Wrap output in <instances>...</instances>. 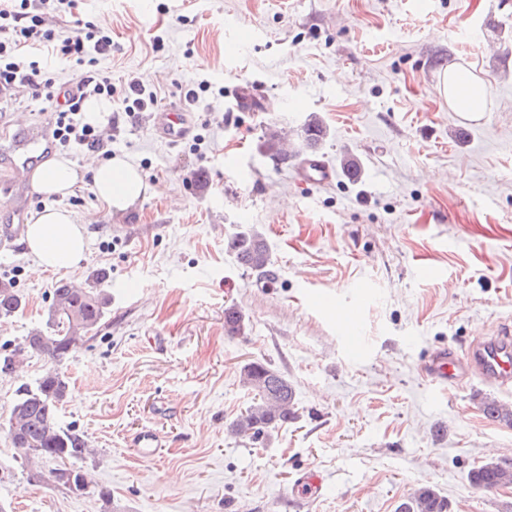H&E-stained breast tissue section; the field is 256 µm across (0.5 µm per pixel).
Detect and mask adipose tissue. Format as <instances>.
<instances>
[{
	"mask_svg": "<svg viewBox=\"0 0 512 512\" xmlns=\"http://www.w3.org/2000/svg\"><path fill=\"white\" fill-rule=\"evenodd\" d=\"M442 92L455 111L470 119L479 117V105L485 96L481 80L451 71L443 77ZM82 178V172L64 157L47 161L33 172L41 193L48 196L69 195ZM92 191L108 213L118 214L144 197L148 185L137 166L116 156L94 166ZM25 242L29 253L37 259L33 268L37 275L73 269L88 250L83 225L63 208H46L35 213L27 227Z\"/></svg>",
	"mask_w": 512,
	"mask_h": 512,
	"instance_id": "adipose-tissue-1",
	"label": "adipose tissue"
}]
</instances>
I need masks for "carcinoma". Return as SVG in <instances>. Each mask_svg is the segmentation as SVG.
I'll return each mask as SVG.
<instances>
[{"label": "carcinoma", "instance_id": "cac0c4a2", "mask_svg": "<svg viewBox=\"0 0 512 512\" xmlns=\"http://www.w3.org/2000/svg\"><path fill=\"white\" fill-rule=\"evenodd\" d=\"M327 135L322 121L313 116L298 134L297 155L319 149ZM263 152L280 163L288 162L278 135L267 134L261 144ZM228 247L245 268L259 274H271V253L261 232L243 228L234 233ZM109 297L98 288H74L60 281L53 288V301L45 327L24 337L22 347L51 361L34 383H24L15 391L9 413L0 427L10 433L19 431V442H11L12 457L23 455V447L35 448L38 460L60 461L62 465L40 473L38 481L56 485L55 476L67 472L74 478L76 493H87L84 473L79 466L87 454L88 443L83 434L59 423L58 413L68 395V383L58 365L76 351L87 334L98 331L105 317ZM23 307V297L13 288L0 286V316L8 317ZM224 328L230 335L245 333L243 314L234 307L224 310ZM244 386L255 391L253 403L232 421L231 430L254 443L270 439L280 425L298 418L295 392L280 371L259 362L242 368ZM486 417L494 421L512 422V410L490 399L481 400ZM472 487L482 491L512 485V465L489 462L469 473ZM398 512H448V500L429 486H421L398 507Z\"/></svg>", "mask_w": 512, "mask_h": 512}]
</instances>
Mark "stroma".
<instances>
[{
	"label": "stroma",
	"mask_w": 512,
	"mask_h": 512,
	"mask_svg": "<svg viewBox=\"0 0 512 512\" xmlns=\"http://www.w3.org/2000/svg\"><path fill=\"white\" fill-rule=\"evenodd\" d=\"M85 12L112 33L98 69L114 85L136 79L165 108L209 88L178 145L154 132L152 111L124 118L113 96L112 153L149 185L124 213L106 212L87 180L27 199L84 224L77 267L37 278L25 245L0 244V283L25 302L0 318V345L44 326L58 280L85 287L104 273L110 298L99 331L59 366L70 386L59 421L89 443L92 491L29 480L0 429L7 512H396L423 485L450 512H512V487L468 480L512 460V427L479 407L512 405V391L474 377L443 394L420 372L429 353L512 322V0H85ZM451 66L484 82L480 118L449 106ZM240 86L253 108L232 99ZM42 106L27 89L0 97V180L5 149L40 127ZM312 116L327 129L320 156L356 160L359 180L305 185L262 153L268 129L292 137ZM247 226L266 237L272 277L228 247ZM229 307L244 335L225 331ZM250 362L296 393L297 419L263 445L229 429L252 401L240 381ZM47 366L30 353L0 374V420ZM143 427L167 438L156 459L128 446ZM308 469L325 480L315 499L291 490Z\"/></svg>",
	"instance_id": "stroma-1"
}]
</instances>
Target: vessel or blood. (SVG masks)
Wrapping results in <instances>:
<instances>
[{
	"mask_svg": "<svg viewBox=\"0 0 512 512\" xmlns=\"http://www.w3.org/2000/svg\"><path fill=\"white\" fill-rule=\"evenodd\" d=\"M154 130L164 140L176 143L185 139L191 131V115L182 109H169L154 115ZM54 148L49 133L30 134L14 139L11 152V171L14 175L11 191L5 192V203L1 205L8 212L9 223L0 225V240L13 242L24 234V212L16 203V196H33L37 193L35 184L29 179V172ZM294 170L299 182L313 186H325L335 180V170L325 161L315 156L297 159ZM421 373L439 390H447L473 376L503 390L512 389V326L502 325L495 337L482 338L473 342L465 354H457L451 349L431 353L421 365ZM130 448L141 458L158 457L166 446L160 432L146 428L132 433ZM324 479L314 470L304 472L294 484L295 493L306 497L318 496Z\"/></svg>",
	"mask_w": 512,
	"mask_h": 512,
	"instance_id": "b4317fda",
	"label": "vessel or blood"
}]
</instances>
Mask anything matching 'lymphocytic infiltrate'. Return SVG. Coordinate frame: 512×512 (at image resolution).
Listing matches in <instances>:
<instances>
[{
    "label": "lymphocytic infiltrate",
    "mask_w": 512,
    "mask_h": 512,
    "mask_svg": "<svg viewBox=\"0 0 512 512\" xmlns=\"http://www.w3.org/2000/svg\"><path fill=\"white\" fill-rule=\"evenodd\" d=\"M62 5L76 25L69 34L54 25ZM111 51V33L82 18L80 0H0V95L25 86L34 97L45 100L46 119L59 150L111 156V137L86 122L83 115L88 98H109L115 93L111 78L97 70L100 56ZM52 61L72 67L79 73V81L68 86L56 84L45 71Z\"/></svg>",
    "instance_id": "f902f5d3"
}]
</instances>
